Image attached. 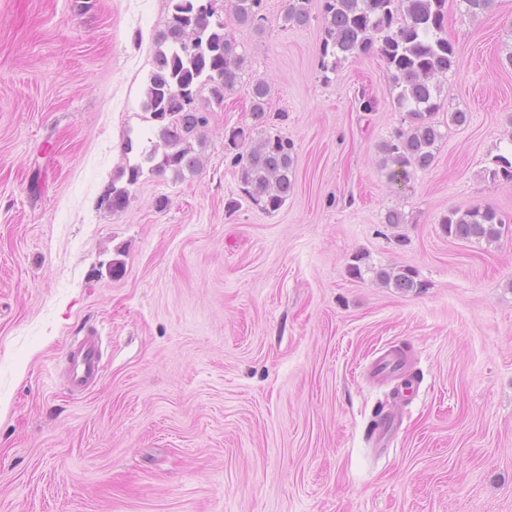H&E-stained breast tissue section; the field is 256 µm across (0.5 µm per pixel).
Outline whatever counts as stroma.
<instances>
[{
	"label": "stroma",
	"mask_w": 512,
	"mask_h": 512,
	"mask_svg": "<svg viewBox=\"0 0 512 512\" xmlns=\"http://www.w3.org/2000/svg\"><path fill=\"white\" fill-rule=\"evenodd\" d=\"M321 6L293 27L264 0L259 33L212 0L242 74L223 105L197 97V170L144 173L115 211L126 140L159 141L143 102L168 0H0V512H512V182L485 174L512 153V0H446L435 118L470 120L399 186L378 151L408 124L390 75L374 54L324 72ZM260 78L294 144L273 212L224 149ZM472 204L503 215L498 242L443 233ZM399 266L420 287L375 275ZM89 331L104 367L75 393L65 348ZM399 347L417 382L397 403L366 369Z\"/></svg>",
	"instance_id": "obj_1"
}]
</instances>
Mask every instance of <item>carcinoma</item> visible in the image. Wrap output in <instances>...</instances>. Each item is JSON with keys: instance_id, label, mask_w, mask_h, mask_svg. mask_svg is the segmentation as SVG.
Listing matches in <instances>:
<instances>
[{"instance_id": "1", "label": "carcinoma", "mask_w": 512, "mask_h": 512, "mask_svg": "<svg viewBox=\"0 0 512 512\" xmlns=\"http://www.w3.org/2000/svg\"><path fill=\"white\" fill-rule=\"evenodd\" d=\"M311 0H288L285 21L294 26L307 24ZM446 0H322L325 36L321 68L336 71L342 62L377 53L390 73L397 90L394 104L407 112L411 124L383 139L378 150L382 166L391 182H408L415 170L430 168L444 139L433 116L440 108L438 78L455 66L456 52L441 36ZM236 22L261 30L263 0H232ZM171 21L163 40L167 51L159 52L156 68L146 91L144 110L158 129L163 153L158 146L143 148L139 161L126 167V185L112 186L107 198L114 210L125 208L130 187L143 175L144 167L156 175L172 171L179 176L193 171L199 159L191 154L190 136L206 126L207 116L194 106L201 89L208 88L217 105L224 103V92L239 78L243 56L224 34V22L214 19L210 9L196 8L195 0H169ZM269 87L258 80L252 88V117L261 128L256 144L241 128L224 132L231 163L238 168L243 192L263 209L281 207L293 189L295 157L293 145L278 132L265 129ZM492 181H512V160L505 155L486 170ZM448 237L469 242L493 243L500 239L505 221L489 205H470L448 212L441 219ZM384 282L411 290L421 287L415 272L407 267L377 272Z\"/></svg>"}]
</instances>
